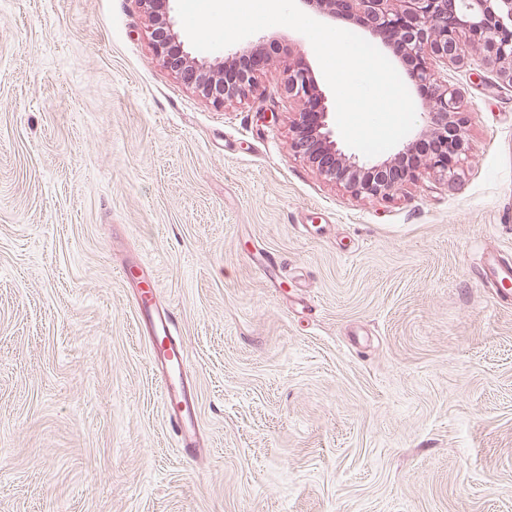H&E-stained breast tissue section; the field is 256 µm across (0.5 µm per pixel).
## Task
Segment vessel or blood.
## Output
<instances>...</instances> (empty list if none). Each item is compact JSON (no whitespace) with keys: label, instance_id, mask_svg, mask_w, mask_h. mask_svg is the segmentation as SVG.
Here are the masks:
<instances>
[{"label":"vessel or blood","instance_id":"obj_1","mask_svg":"<svg viewBox=\"0 0 512 512\" xmlns=\"http://www.w3.org/2000/svg\"><path fill=\"white\" fill-rule=\"evenodd\" d=\"M135 306L149 339L151 363L162 383L164 416L187 453L199 447L195 396L187 373V351L174 334L173 314L153 291L137 289Z\"/></svg>","mask_w":512,"mask_h":512}]
</instances>
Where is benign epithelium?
<instances>
[{"label":"benign epithelium","instance_id":"1","mask_svg":"<svg viewBox=\"0 0 512 512\" xmlns=\"http://www.w3.org/2000/svg\"><path fill=\"white\" fill-rule=\"evenodd\" d=\"M153 23L152 44L160 65L182 77L204 98L222 106L244 100L254 85L260 56L272 40L236 46L227 58L248 64L229 86L215 72L224 65L199 58L171 20V0H139ZM316 4L331 21L358 22L397 57L405 58L409 77L427 99L422 113V133L435 140L431 150L416 159L415 143L403 145L392 156L374 162L346 154L336 141V113L301 56L283 60L282 74L288 93L303 101L304 109L293 127L288 149L307 159L320 174L344 184L353 195L387 200L409 184L428 176L456 183L462 157L469 144L462 130V100L446 80L436 77L440 62L457 65L498 66L500 76L512 85V0H302ZM477 59L469 58V51Z\"/></svg>","mask_w":512,"mask_h":512}]
</instances>
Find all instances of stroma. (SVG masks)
Segmentation results:
<instances>
[{
  "mask_svg": "<svg viewBox=\"0 0 512 512\" xmlns=\"http://www.w3.org/2000/svg\"><path fill=\"white\" fill-rule=\"evenodd\" d=\"M138 0H0V512H512V86L449 67L461 181L352 196L280 59L214 105ZM187 347L177 448L125 265ZM483 275L501 285L502 288H507L505 283H511L512 281V262L509 258L499 257L487 269L483 270Z\"/></svg>",
  "mask_w": 512,
  "mask_h": 512,
  "instance_id": "obj_1",
  "label": "stroma"
}]
</instances>
